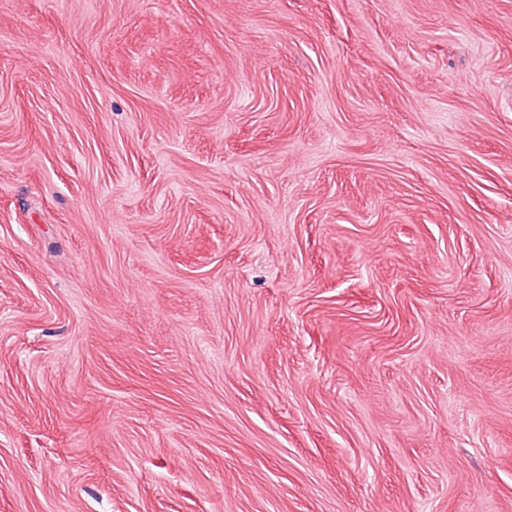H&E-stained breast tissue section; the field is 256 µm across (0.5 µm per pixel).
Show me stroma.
I'll use <instances>...</instances> for the list:
<instances>
[{
  "label": "stroma",
  "mask_w": 512,
  "mask_h": 512,
  "mask_svg": "<svg viewBox=\"0 0 512 512\" xmlns=\"http://www.w3.org/2000/svg\"><path fill=\"white\" fill-rule=\"evenodd\" d=\"M0 512H512V0H0Z\"/></svg>",
  "instance_id": "stroma-1"
}]
</instances>
